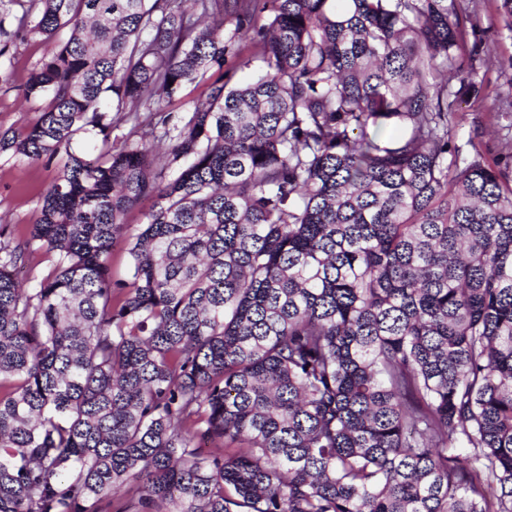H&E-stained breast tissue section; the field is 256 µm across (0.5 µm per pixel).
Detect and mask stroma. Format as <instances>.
<instances>
[{"instance_id": "stroma-1", "label": "stroma", "mask_w": 512, "mask_h": 512, "mask_svg": "<svg viewBox=\"0 0 512 512\" xmlns=\"http://www.w3.org/2000/svg\"><path fill=\"white\" fill-rule=\"evenodd\" d=\"M477 42L485 49V62L474 69L470 52ZM50 49L37 37L19 45L7 80H0V132L19 130L34 119V112L21 109V90ZM457 54L461 69L448 83L452 143L463 155H481L489 165L512 166V112L501 111L502 99L512 96V33L505 29L495 0H472ZM475 75L484 79V91L477 97L466 91ZM55 175V167L0 156V224L24 228L34 223Z\"/></svg>"}]
</instances>
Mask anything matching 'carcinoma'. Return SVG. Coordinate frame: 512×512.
Here are the masks:
<instances>
[{
  "mask_svg": "<svg viewBox=\"0 0 512 512\" xmlns=\"http://www.w3.org/2000/svg\"><path fill=\"white\" fill-rule=\"evenodd\" d=\"M189 2L0 0L1 60L70 31L0 134L58 169L0 225V512H512V179L448 166L458 0ZM254 49L251 45L243 47L242 52L237 56H228L224 64V72L228 71L231 77L230 84L238 82L244 78L264 73L266 66L259 59H253ZM251 60L249 66H244V62ZM206 87L197 82L186 84L180 98L176 99L169 107L173 112H183L195 103L205 99Z\"/></svg>",
  "mask_w": 512,
  "mask_h": 512,
  "instance_id": "carcinoma-1",
  "label": "carcinoma"
}]
</instances>
